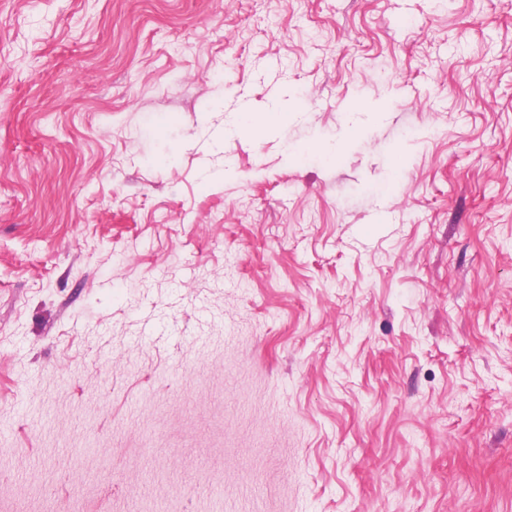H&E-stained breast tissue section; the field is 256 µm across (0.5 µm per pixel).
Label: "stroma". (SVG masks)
Segmentation results:
<instances>
[{
	"instance_id": "stroma-1",
	"label": "stroma",
	"mask_w": 512,
	"mask_h": 512,
	"mask_svg": "<svg viewBox=\"0 0 512 512\" xmlns=\"http://www.w3.org/2000/svg\"><path fill=\"white\" fill-rule=\"evenodd\" d=\"M0 512H512V0H0Z\"/></svg>"
}]
</instances>
